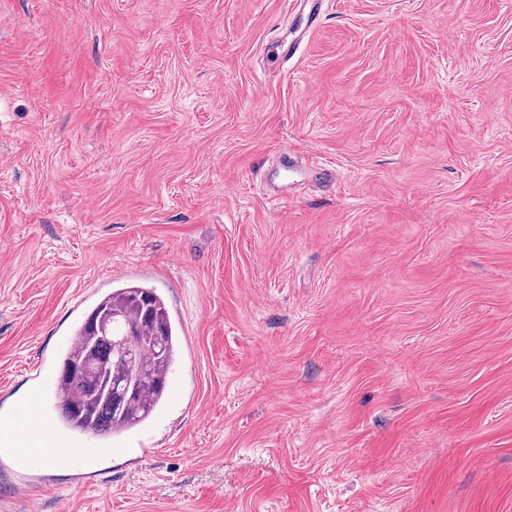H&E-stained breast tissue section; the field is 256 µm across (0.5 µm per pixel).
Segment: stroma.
<instances>
[{"label": "stroma", "mask_w": 512, "mask_h": 512, "mask_svg": "<svg viewBox=\"0 0 512 512\" xmlns=\"http://www.w3.org/2000/svg\"><path fill=\"white\" fill-rule=\"evenodd\" d=\"M290 3L0 0V418L90 289L181 340L156 456L0 512H512V0ZM286 170L296 173L299 180L294 183V188L301 187L312 180L326 179L329 175L328 169L315 157H306L303 162L296 167L291 162V158H288V165L285 167Z\"/></svg>", "instance_id": "stroma-1"}]
</instances>
